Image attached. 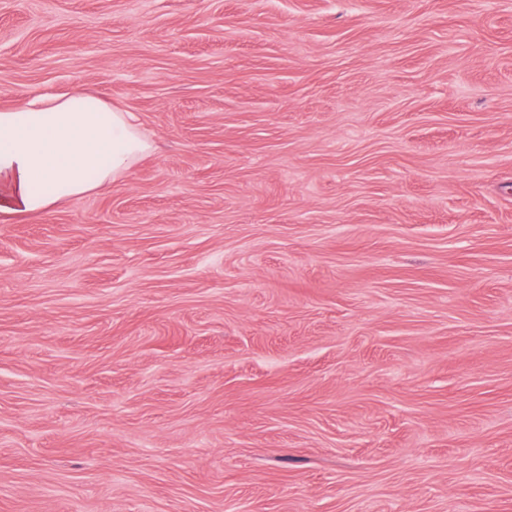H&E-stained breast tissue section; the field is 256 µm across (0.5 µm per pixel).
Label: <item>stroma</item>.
<instances>
[{
	"instance_id": "35a3bbf8",
	"label": "stroma",
	"mask_w": 512,
	"mask_h": 512,
	"mask_svg": "<svg viewBox=\"0 0 512 512\" xmlns=\"http://www.w3.org/2000/svg\"><path fill=\"white\" fill-rule=\"evenodd\" d=\"M156 149L0 214V512H512V0H0V110Z\"/></svg>"
}]
</instances>
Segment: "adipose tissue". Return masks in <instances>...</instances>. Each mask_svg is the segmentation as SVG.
Wrapping results in <instances>:
<instances>
[{
	"label": "adipose tissue",
	"instance_id": "ef3b65f1",
	"mask_svg": "<svg viewBox=\"0 0 512 512\" xmlns=\"http://www.w3.org/2000/svg\"><path fill=\"white\" fill-rule=\"evenodd\" d=\"M151 148L131 113L81 90L0 111V213L42 217L123 178Z\"/></svg>",
	"mask_w": 512,
	"mask_h": 512
}]
</instances>
